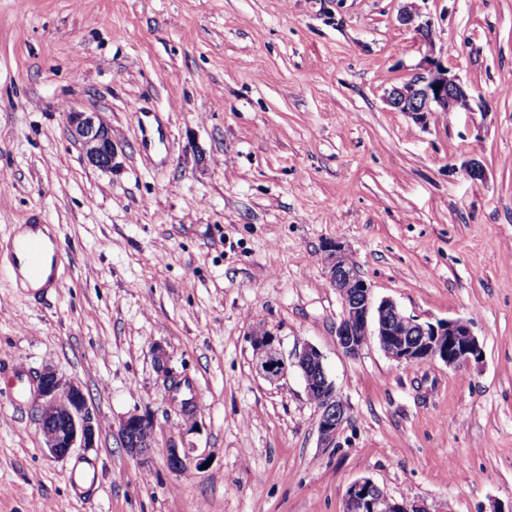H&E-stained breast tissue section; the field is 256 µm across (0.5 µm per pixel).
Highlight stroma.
<instances>
[{
    "instance_id": "1",
    "label": "stroma",
    "mask_w": 512,
    "mask_h": 512,
    "mask_svg": "<svg viewBox=\"0 0 512 512\" xmlns=\"http://www.w3.org/2000/svg\"><path fill=\"white\" fill-rule=\"evenodd\" d=\"M416 6L469 93L426 125L385 102L426 53L405 0H0V512H344L362 478L430 512H512V0ZM72 108L110 127L111 169ZM20 224L61 241L44 304L5 257ZM330 241L375 298L468 321L480 359L345 354ZM262 327L322 353L349 406L331 447L301 375L256 371ZM48 369L97 419L63 461L33 399ZM67 125L74 141L81 147L88 162L101 169H111L112 134L95 112L70 111ZM152 432V425L144 416L130 414L120 424L123 446L132 457H146L153 448V440L143 439L144 433Z\"/></svg>"
}]
</instances>
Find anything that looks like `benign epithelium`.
I'll use <instances>...</instances> for the list:
<instances>
[{
	"label": "benign epithelium",
	"instance_id": "1",
	"mask_svg": "<svg viewBox=\"0 0 512 512\" xmlns=\"http://www.w3.org/2000/svg\"><path fill=\"white\" fill-rule=\"evenodd\" d=\"M420 18L421 13L413 9H405L400 14L399 20L414 27L428 51L420 64V72L393 87L387 103L425 124L436 113L468 109L469 94L436 56L432 25ZM66 119L74 141L88 162L101 169H112V134L97 113L70 111L66 113ZM324 252L329 281L342 302V318L336 327V336L345 353L357 354L368 337L374 336L384 353L400 365L417 366L441 360L450 367H460L479 358L480 347L467 321L422 322L404 314L390 299L377 302L370 285L353 265L341 243H327ZM252 344L256 351L255 368L265 380L277 383L287 378L289 370H299L307 395L316 408L321 445L327 447L333 443L348 420V407L328 377L321 352L307 344L289 361L277 348L275 334L267 328L253 333ZM312 371L319 376L316 385L310 381ZM35 402L45 447L54 459L63 461L76 448L95 446L94 419L78 385L46 370L39 375ZM150 432L151 423L139 414L127 416L120 424L123 446L135 458L150 454L153 442L142 438ZM383 500L387 501L389 497L373 480L359 479L346 492L345 512H376L375 505Z\"/></svg>",
	"mask_w": 512,
	"mask_h": 512
}]
</instances>
